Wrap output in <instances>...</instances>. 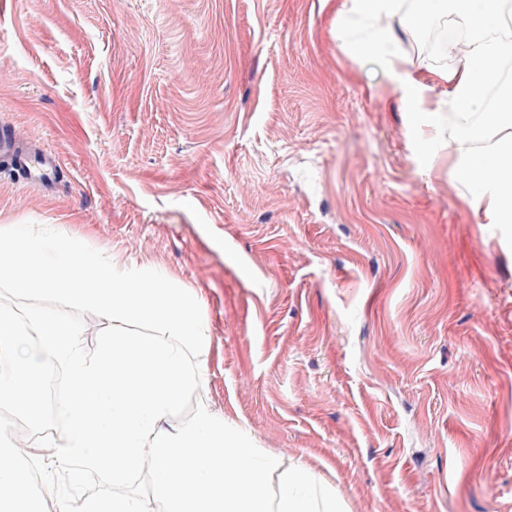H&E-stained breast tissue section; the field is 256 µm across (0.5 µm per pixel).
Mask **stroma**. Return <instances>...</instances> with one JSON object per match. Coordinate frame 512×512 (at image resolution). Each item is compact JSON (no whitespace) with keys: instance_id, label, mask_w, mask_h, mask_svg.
Returning <instances> with one entry per match:
<instances>
[{"instance_id":"obj_1","label":"stroma","mask_w":512,"mask_h":512,"mask_svg":"<svg viewBox=\"0 0 512 512\" xmlns=\"http://www.w3.org/2000/svg\"><path fill=\"white\" fill-rule=\"evenodd\" d=\"M406 109L333 0H0V135L61 163L0 229L197 292L201 404L344 512H512V224Z\"/></svg>"}]
</instances>
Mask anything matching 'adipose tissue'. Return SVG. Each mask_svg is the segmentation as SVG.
<instances>
[{"label": "adipose tissue", "mask_w": 512, "mask_h": 512, "mask_svg": "<svg viewBox=\"0 0 512 512\" xmlns=\"http://www.w3.org/2000/svg\"><path fill=\"white\" fill-rule=\"evenodd\" d=\"M506 0H336V37L344 39L352 18L364 22L383 18L387 27L374 39L360 42L361 50L380 53L384 65L404 71L405 97L417 100L409 113L416 141L437 138L440 107L427 104L425 94L438 92L442 105L464 108L482 115L474 126L469 144L456 148L454 174L459 182L478 185L473 196L474 211L484 213L490 223H512V167L505 158L512 156V82L501 79L499 65L512 60V35H498ZM442 14L454 16L458 25L473 31L464 50V59L450 70L433 68L410 59L404 50V35L413 33L424 22ZM498 87L501 103L497 111L485 109V93ZM487 142V149L474 154L471 143Z\"/></svg>", "instance_id": "adipose-tissue-1"}]
</instances>
